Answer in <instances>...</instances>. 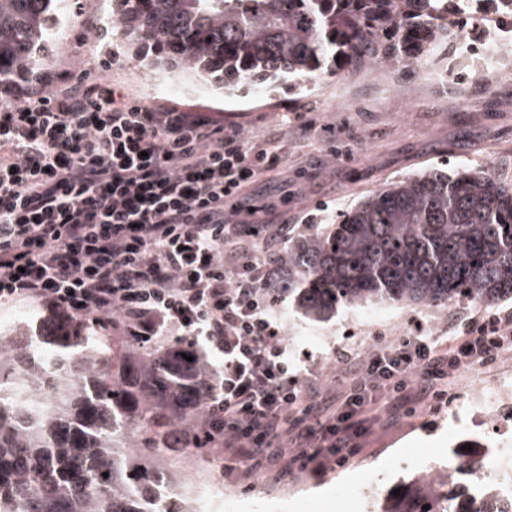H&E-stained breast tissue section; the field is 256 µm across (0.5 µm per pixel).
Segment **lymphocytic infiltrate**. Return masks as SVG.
<instances>
[{"instance_id":"obj_1","label":"lymphocytic infiltrate","mask_w":512,"mask_h":512,"mask_svg":"<svg viewBox=\"0 0 512 512\" xmlns=\"http://www.w3.org/2000/svg\"><path fill=\"white\" fill-rule=\"evenodd\" d=\"M270 167L237 128L129 102L101 77L0 106V307L28 301L126 336L194 337L220 359L206 445L255 469L317 474L360 451L387 408L448 400V372L512 350V317L465 323L446 342L422 325L365 352L348 384L303 400L263 284L265 225L240 199ZM293 435L298 447L279 444Z\"/></svg>"}]
</instances>
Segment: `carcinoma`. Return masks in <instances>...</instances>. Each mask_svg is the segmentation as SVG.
<instances>
[{"label": "carcinoma", "instance_id": "carcinoma-1", "mask_svg": "<svg viewBox=\"0 0 512 512\" xmlns=\"http://www.w3.org/2000/svg\"><path fill=\"white\" fill-rule=\"evenodd\" d=\"M498 4L512 15V0H113V28L149 66L232 93L285 74L416 68ZM69 5L0 0V101L43 83ZM272 263L265 289L297 292L316 321L372 302L512 299V183L431 168L290 234ZM40 319L32 312L26 334L0 328V512H194L167 467L168 436H185L182 454L213 453L194 433L212 363L168 336L149 353L128 336L117 361L110 332ZM459 475L427 469L378 512H512L497 483Z\"/></svg>", "mask_w": 512, "mask_h": 512}]
</instances>
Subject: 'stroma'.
I'll return each instance as SVG.
<instances>
[{"mask_svg": "<svg viewBox=\"0 0 512 512\" xmlns=\"http://www.w3.org/2000/svg\"><path fill=\"white\" fill-rule=\"evenodd\" d=\"M112 8V0H72L50 73L66 71L78 80L104 69L139 104L176 105L240 127L249 146L279 158L245 192L261 223L331 224L367 195L428 168L487 170L512 182V76H494L488 90L477 71L448 64L433 75L380 66L322 75L297 92L275 84L227 94L170 79L112 42ZM305 122L312 130L301 131ZM278 313L288 352L298 359L303 395L312 398L346 381L361 353L406 334L415 322L439 337L468 320L512 315V301L460 304L443 326L434 321L435 309L410 311L388 302L342 308L316 322L287 296ZM511 376L512 351L490 367L451 371L448 402L440 410L402 407L378 418L360 454L319 476L296 471L277 483L246 462L228 474L219 454L175 455L169 468L188 484L219 480L240 503L223 512H271L267 501L274 497L287 498L288 512H371L370 491L386 494L415 473L447 463L461 438H480L481 429L466 419L471 398Z\"/></svg>", "mask_w": 512, "mask_h": 512, "instance_id": "stroma-1", "label": "stroma"}]
</instances>
